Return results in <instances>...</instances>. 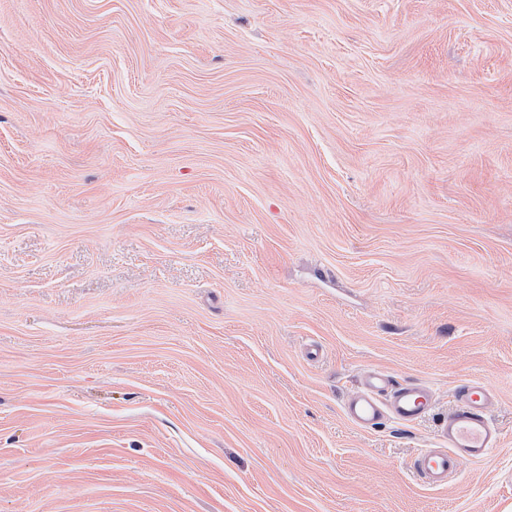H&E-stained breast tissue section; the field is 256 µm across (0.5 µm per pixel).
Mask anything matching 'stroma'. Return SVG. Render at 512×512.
<instances>
[{"instance_id": "obj_1", "label": "stroma", "mask_w": 512, "mask_h": 512, "mask_svg": "<svg viewBox=\"0 0 512 512\" xmlns=\"http://www.w3.org/2000/svg\"><path fill=\"white\" fill-rule=\"evenodd\" d=\"M0 512H512V0H0ZM456 402L448 412L438 413L439 399L428 385L394 384L384 372L368 370L346 399L343 413L359 428H368L385 416L410 425L439 414V448L421 450L411 462L419 479L439 488L448 484V477L459 470L462 461L486 460L500 446V435L490 421L493 391L482 382L467 381L459 387Z\"/></svg>"}]
</instances>
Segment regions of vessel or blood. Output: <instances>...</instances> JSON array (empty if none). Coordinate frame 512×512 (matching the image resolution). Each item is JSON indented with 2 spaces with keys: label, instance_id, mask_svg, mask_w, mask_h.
Wrapping results in <instances>:
<instances>
[{
  "label": "vessel or blood",
  "instance_id": "1",
  "mask_svg": "<svg viewBox=\"0 0 512 512\" xmlns=\"http://www.w3.org/2000/svg\"><path fill=\"white\" fill-rule=\"evenodd\" d=\"M495 403L493 391L479 381L463 383L456 393V404L448 412H439V399L426 384H396L381 371L363 373L359 387L346 399L345 418L353 425L367 428L382 417L410 425L437 416L439 447L419 451L411 468L427 486L447 485L461 462L486 460L500 445V435L490 420Z\"/></svg>",
  "mask_w": 512,
  "mask_h": 512
}]
</instances>
